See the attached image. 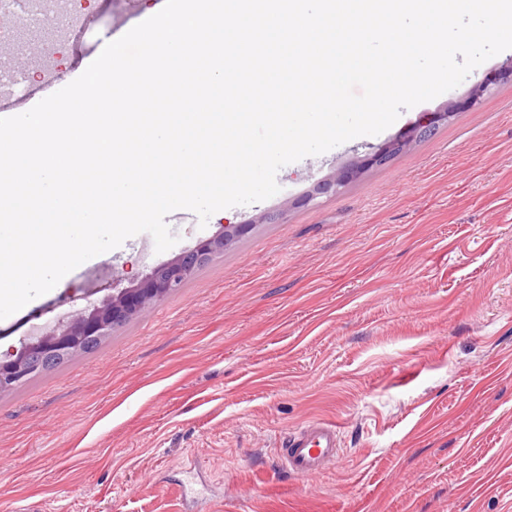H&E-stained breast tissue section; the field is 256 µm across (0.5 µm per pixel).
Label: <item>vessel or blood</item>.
Wrapping results in <instances>:
<instances>
[{
	"label": "vessel or blood",
	"mask_w": 512,
	"mask_h": 512,
	"mask_svg": "<svg viewBox=\"0 0 512 512\" xmlns=\"http://www.w3.org/2000/svg\"><path fill=\"white\" fill-rule=\"evenodd\" d=\"M341 429L337 423L310 420L289 433L283 460L289 471L304 477L320 475L339 458Z\"/></svg>",
	"instance_id": "obj_1"
}]
</instances>
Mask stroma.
<instances>
[{"label":"stroma","instance_id":"35a3bbf8","mask_svg":"<svg viewBox=\"0 0 512 512\" xmlns=\"http://www.w3.org/2000/svg\"><path fill=\"white\" fill-rule=\"evenodd\" d=\"M147 17L111 0L83 42ZM510 58L282 167L267 200L204 226L171 212L170 250L132 236L1 319L3 355L87 294L251 225L97 350L0 394V512H512V82L299 202ZM312 419L341 425L342 454L301 478L280 450Z\"/></svg>","mask_w":512,"mask_h":512}]
</instances>
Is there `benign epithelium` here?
<instances>
[{
  "instance_id": "7a95c632",
  "label": "benign epithelium",
  "mask_w": 512,
  "mask_h": 512,
  "mask_svg": "<svg viewBox=\"0 0 512 512\" xmlns=\"http://www.w3.org/2000/svg\"><path fill=\"white\" fill-rule=\"evenodd\" d=\"M506 79H512V63L486 72L464 98L450 101L433 112L423 113L418 121L397 136L371 148L363 156L316 182L301 202L309 203L320 196L339 192L361 171L385 163L413 140L448 121L453 112L476 106ZM250 227L249 223L226 224L221 233L154 266L134 287L121 289L84 308L67 312L52 325L32 333L18 350L0 357V393L24 383L55 360L83 352L91 341L109 335L112 329L148 311L163 297L182 288L209 255L224 249Z\"/></svg>"
}]
</instances>
